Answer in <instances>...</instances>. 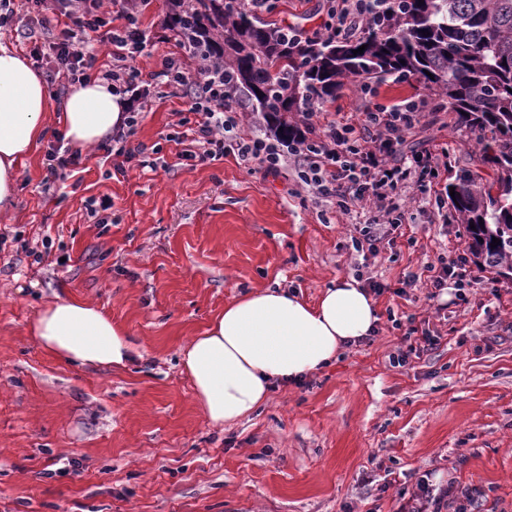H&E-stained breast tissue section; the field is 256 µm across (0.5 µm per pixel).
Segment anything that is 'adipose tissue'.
I'll use <instances>...</instances> for the list:
<instances>
[{
  "mask_svg": "<svg viewBox=\"0 0 512 512\" xmlns=\"http://www.w3.org/2000/svg\"><path fill=\"white\" fill-rule=\"evenodd\" d=\"M50 96L42 75L21 54L0 45V210L12 206L20 167L45 132ZM124 105L111 84L91 79L71 87L62 106L65 140L93 147L122 124ZM379 322L375 300L353 279L340 278L310 305L282 288L247 292L226 304L180 352L194 399L215 426L254 413L274 381H297L328 366L347 344ZM30 334L73 366H126L135 352L128 331L91 302L57 298L40 309Z\"/></svg>",
  "mask_w": 512,
  "mask_h": 512,
  "instance_id": "adipose-tissue-1",
  "label": "adipose tissue"
}]
</instances>
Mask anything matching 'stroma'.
I'll return each mask as SVG.
<instances>
[{"mask_svg": "<svg viewBox=\"0 0 512 512\" xmlns=\"http://www.w3.org/2000/svg\"><path fill=\"white\" fill-rule=\"evenodd\" d=\"M320 0H276L274 20L308 31ZM37 6L15 12L0 45L48 53L28 36ZM167 0L143 15L147 46L134 65L191 53L167 25ZM167 97L144 113L129 146L149 167L107 178L86 150L73 176L44 188L42 158L60 130L52 101L46 133L19 172L17 201L0 213V512H396L423 473L480 487L476 512H512V284L484 275L467 302L424 290L394 293L404 272L466 251L463 225L431 223L410 207L392 254L367 257L388 289L376 299L373 341L329 368L275 384L249 417L211 425L178 359L226 303L258 288L308 302L355 277L351 220L325 210L293 181L263 178L228 156L180 164L178 110ZM406 149L462 147L447 120L407 137ZM59 296L93 302L132 336L124 370L67 365L29 333ZM429 317L436 349L393 365L396 322ZM79 471L67 472L69 462Z\"/></svg>", "mask_w": 512, "mask_h": 512, "instance_id": "obj_1", "label": "stroma"}]
</instances>
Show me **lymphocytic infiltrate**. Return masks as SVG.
Here are the masks:
<instances>
[{
  "label": "lymphocytic infiltrate",
  "instance_id": "lymphocytic-infiltrate-1",
  "mask_svg": "<svg viewBox=\"0 0 512 512\" xmlns=\"http://www.w3.org/2000/svg\"><path fill=\"white\" fill-rule=\"evenodd\" d=\"M392 2L323 0L325 19L320 33L336 39L357 36L365 23L385 15ZM146 3L114 0L117 14L111 19L99 15L101 0H71L66 16L41 12L36 18L39 27L54 35L46 74L56 95H64L69 85L95 75L111 83L113 94L125 101L123 124L112 143L103 146L114 158V174H124L127 164L141 154V147L128 146L127 139L134 134L155 88L166 87L186 98L188 104L186 116L178 121L182 128L176 138L182 146L180 160L198 166L231 155L274 178L292 172L296 185L322 206L344 215L363 211V220L354 224L350 236L353 253L380 255L392 243L391 230L404 224L407 201L429 205L447 194L438 177L448 166L447 152L415 151L401 161L393 159L406 132L426 118L425 100L408 99L392 106L376 103L367 107L358 121L327 117L319 125L314 119L321 106L308 101L299 115L305 130L300 139L283 144L257 132L237 135L245 105L238 90L225 83L222 63L199 64L192 74L168 56L146 76L133 67V59L144 49L139 9ZM76 26L81 29L77 36L72 33ZM102 29L112 47L111 60L105 64L99 63L92 46L94 33ZM401 285L427 289L432 299L451 287L456 299L463 302L471 281L465 257L452 261L442 257L421 272L405 274ZM481 495L479 488L436 485L424 475L409 495L401 497L398 512H468Z\"/></svg>",
  "mask_w": 512,
  "mask_h": 512
}]
</instances>
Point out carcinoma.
Wrapping results in <instances>:
<instances>
[{"label": "carcinoma", "mask_w": 512, "mask_h": 512, "mask_svg": "<svg viewBox=\"0 0 512 512\" xmlns=\"http://www.w3.org/2000/svg\"><path fill=\"white\" fill-rule=\"evenodd\" d=\"M169 2L180 39L224 63L280 141L298 132L302 102L336 98L346 78L417 77L448 109V126L480 147L456 163L448 207L465 226L475 262L512 283V0H395L385 18L355 38L293 40L288 25L239 0ZM486 165L491 181L482 174ZM494 237L501 243L493 248Z\"/></svg>", "instance_id": "obj_1"}]
</instances>
